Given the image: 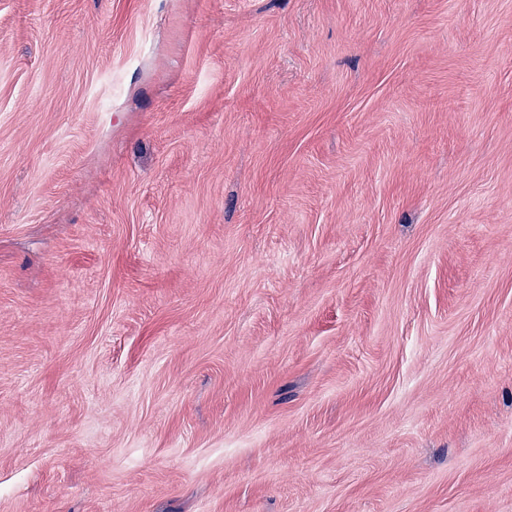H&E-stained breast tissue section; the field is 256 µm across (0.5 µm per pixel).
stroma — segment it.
<instances>
[{"mask_svg":"<svg viewBox=\"0 0 512 512\" xmlns=\"http://www.w3.org/2000/svg\"><path fill=\"white\" fill-rule=\"evenodd\" d=\"M0 512H512V0H0Z\"/></svg>","mask_w":512,"mask_h":512,"instance_id":"stroma-1","label":"stroma"}]
</instances>
